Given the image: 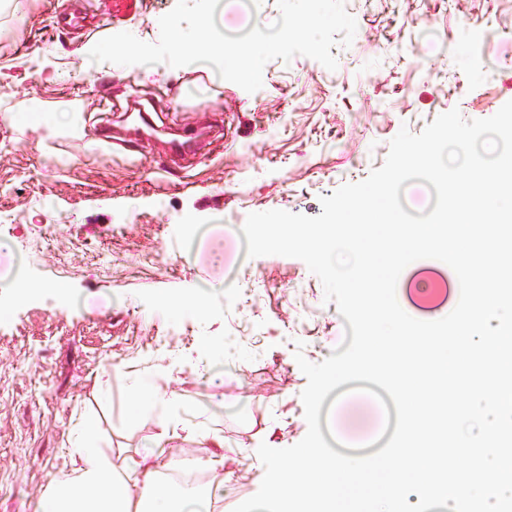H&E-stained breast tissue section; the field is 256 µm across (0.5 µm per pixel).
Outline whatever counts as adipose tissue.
Listing matches in <instances>:
<instances>
[{"instance_id":"ef3b65f1","label":"adipose tissue","mask_w":512,"mask_h":512,"mask_svg":"<svg viewBox=\"0 0 512 512\" xmlns=\"http://www.w3.org/2000/svg\"><path fill=\"white\" fill-rule=\"evenodd\" d=\"M94 432V421L84 420L68 451L69 477L52 483L34 512H186L187 490L158 476L156 460L165 455L164 445L130 478L117 472L111 455L94 447Z\"/></svg>"}]
</instances>
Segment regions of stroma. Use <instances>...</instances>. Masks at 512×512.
I'll list each match as a JSON object with an SVG mask.
<instances>
[{
	"instance_id": "stroma-1",
	"label": "stroma",
	"mask_w": 512,
	"mask_h": 512,
	"mask_svg": "<svg viewBox=\"0 0 512 512\" xmlns=\"http://www.w3.org/2000/svg\"><path fill=\"white\" fill-rule=\"evenodd\" d=\"M176 0H8L0 7V281L40 285L0 317V512H33L50 482L69 473L67 450L84 417L94 444L125 470L165 435L160 470L220 454L230 481L223 512L253 496L260 444L281 449L307 432L296 360L336 347L341 315L297 258H246L234 226L273 209L308 216L320 196L365 179L384 163L401 127L420 133L459 109L467 120L512 100V0H345L357 21L336 70L298 55L269 61L248 93L208 65L93 63L88 50L120 32L154 43ZM85 7L82 29L54 23ZM279 16L276 0H223L224 33ZM438 39L423 42L422 31ZM495 58L486 66L485 58ZM68 103L77 122L25 127L13 115ZM164 114L165 131L142 137L124 110ZM212 126L196 154L168 142ZM107 127L132 141L114 153L89 137ZM232 281H225V273ZM62 283L70 299L54 295ZM206 292L207 316L170 315L163 296ZM211 337L215 349L200 352ZM157 400L128 420L141 381ZM377 385L352 382L323 423L337 446L361 452L388 422ZM190 421L204 436L186 438ZM223 437L215 446L212 435Z\"/></svg>"
}]
</instances>
